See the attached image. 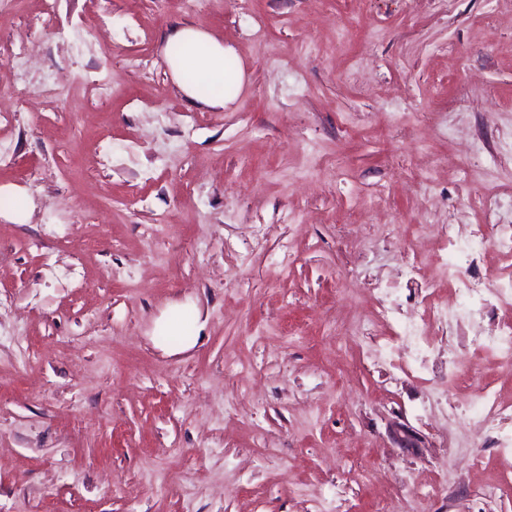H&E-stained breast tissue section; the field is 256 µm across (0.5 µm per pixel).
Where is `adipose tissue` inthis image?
Segmentation results:
<instances>
[{
	"label": "adipose tissue",
	"instance_id": "adipose-tissue-1",
	"mask_svg": "<svg viewBox=\"0 0 512 512\" xmlns=\"http://www.w3.org/2000/svg\"><path fill=\"white\" fill-rule=\"evenodd\" d=\"M167 63L184 96L193 103L221 107L241 90L244 72L231 48L206 30L173 28L167 36ZM165 336L175 337L176 350L191 348L201 330L197 312L175 308L160 320Z\"/></svg>",
	"mask_w": 512,
	"mask_h": 512
}]
</instances>
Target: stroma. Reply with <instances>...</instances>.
<instances>
[{
	"instance_id": "obj_1",
	"label": "stroma",
	"mask_w": 512,
	"mask_h": 512,
	"mask_svg": "<svg viewBox=\"0 0 512 512\" xmlns=\"http://www.w3.org/2000/svg\"><path fill=\"white\" fill-rule=\"evenodd\" d=\"M175 24L235 51L233 102L183 95ZM0 112V512H512L468 412L512 403L471 345L512 308L464 313L441 262L450 224L459 275L512 281L474 235L512 225V0H0ZM437 304L408 366L377 350ZM28 197L21 190L0 188V214L23 220L27 215ZM158 327L164 336L177 339L173 350L184 351L195 344L201 330L198 313L189 307H176L168 316L160 320ZM191 332L192 334H187Z\"/></svg>"
}]
</instances>
